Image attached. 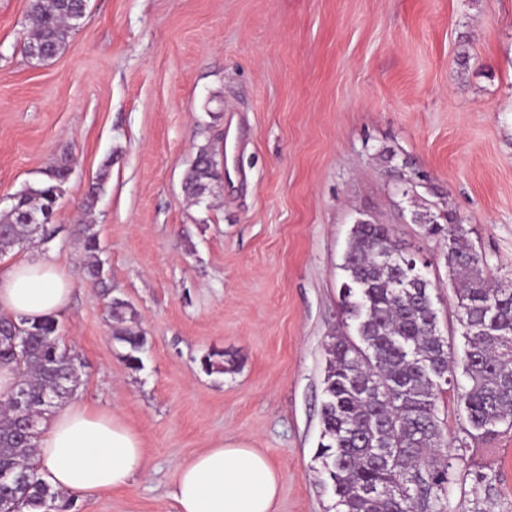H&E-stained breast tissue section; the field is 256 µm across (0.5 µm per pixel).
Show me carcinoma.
Here are the masks:
<instances>
[{
    "instance_id": "cac0c4a2",
    "label": "carcinoma",
    "mask_w": 512,
    "mask_h": 512,
    "mask_svg": "<svg viewBox=\"0 0 512 512\" xmlns=\"http://www.w3.org/2000/svg\"><path fill=\"white\" fill-rule=\"evenodd\" d=\"M84 0H30V27L24 52L33 46L55 57L66 48L84 17ZM55 178L16 194L0 216V254L17 244L48 241L46 224H28L27 213L43 214L59 200L58 189L70 170L64 158L53 167ZM219 177L218 162L203 149L185 179V191L199 198ZM428 237L448 242L445 260L456 286L458 321L467 348L459 386L452 343L440 329L429 288L408 255L384 224H356L344 256L341 309L356 336L328 337L321 406V442L317 457L324 483L337 497V512H442L451 459H440L448 447L437 413L441 387L466 414L465 433L492 438L512 429V284L493 281L483 257L469 243V231L451 211L437 223L422 225ZM86 271L103 280L99 244L92 225L80 228ZM118 303L110 304L117 325L113 338L127 347L125 361L142 363L144 336L123 326ZM52 316L30 322L0 316V363L18 372L16 390L0 402V499L9 512H46L62 494L42 479L36 441L43 420L78 390L81 362L60 343ZM26 395V405L16 403ZM21 477L19 486L1 477Z\"/></svg>"
}]
</instances>
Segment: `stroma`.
I'll use <instances>...</instances> for the list:
<instances>
[{
    "label": "stroma",
    "mask_w": 512,
    "mask_h": 512,
    "mask_svg": "<svg viewBox=\"0 0 512 512\" xmlns=\"http://www.w3.org/2000/svg\"><path fill=\"white\" fill-rule=\"evenodd\" d=\"M29 5L0 0V213L61 158L72 171L52 241L13 247L0 272L46 256L70 278L56 319L83 364L73 400L116 414L147 460L62 512H177L176 465L219 437L277 468L274 512H335L317 449L355 222L424 262L441 329L457 326L447 247L413 212H455L512 279V0H88L45 63L22 49ZM203 148L220 178L195 200L183 180ZM386 150L427 185L402 194ZM114 300L146 338L140 368ZM462 454L493 486L453 478L443 512H512V430ZM79 229L84 244L86 255L93 260L87 263L86 271L91 277L103 282V267L101 261L98 259L97 252H99V244L96 234L92 231V225L83 224ZM118 302H111L110 315L115 317L117 325L113 326V338L127 347V352L124 355L125 361L133 368H138L142 363L139 354L142 353L145 344L144 336L132 330L131 328L124 327V318L117 312Z\"/></svg>",
    "instance_id": "35a3bbf8"
}]
</instances>
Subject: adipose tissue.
<instances>
[{
  "instance_id": "obj_1",
  "label": "adipose tissue",
  "mask_w": 512,
  "mask_h": 512,
  "mask_svg": "<svg viewBox=\"0 0 512 512\" xmlns=\"http://www.w3.org/2000/svg\"><path fill=\"white\" fill-rule=\"evenodd\" d=\"M71 281L46 257L0 273V314L40 320L68 303ZM44 480L65 495L126 487L146 458L137 433L106 412L74 404L44 421L37 440ZM280 474L245 444L215 440L175 469L178 512H272Z\"/></svg>"
}]
</instances>
